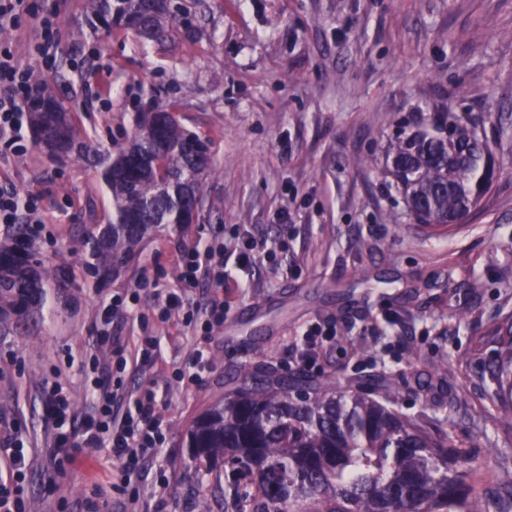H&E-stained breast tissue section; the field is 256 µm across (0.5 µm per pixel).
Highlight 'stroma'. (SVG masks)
Wrapping results in <instances>:
<instances>
[{"label": "stroma", "instance_id": "35a3bbf8", "mask_svg": "<svg viewBox=\"0 0 512 512\" xmlns=\"http://www.w3.org/2000/svg\"><path fill=\"white\" fill-rule=\"evenodd\" d=\"M32 3L34 15L7 30L14 61L81 115L99 153L125 142L135 113L159 106L206 142L212 173L184 232L145 240L100 287L48 289L40 317L0 327V430L31 452L30 512H82L93 499L103 512H224V479L202 482L184 430L229 372L264 354L282 372L335 374L342 391L442 364L443 389L400 387L393 408L431 418L485 468L512 455V418L493 394L512 357V0H178L158 42L92 32L87 0ZM39 12L60 27L47 63L31 52ZM440 109L482 120L501 173L466 223L434 235L405 216L379 161L397 120ZM0 188L40 198L33 245L55 265L81 261L86 230L109 209L96 168L57 161L31 139L20 152L0 146ZM239 231L269 251L241 274L209 338L180 315L160 318L155 299L136 309L163 353L149 370L127 368L122 389L154 383L167 424L159 462L121 495L105 449L56 472L45 385L90 414L84 362L110 358L98 336L132 341L133 316L104 323V305L145 274L174 285L180 250ZM201 342L210 366L199 381L176 378Z\"/></svg>", "mask_w": 512, "mask_h": 512}]
</instances>
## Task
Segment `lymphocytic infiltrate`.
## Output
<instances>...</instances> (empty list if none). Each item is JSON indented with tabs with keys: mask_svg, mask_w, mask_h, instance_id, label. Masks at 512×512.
<instances>
[{
	"mask_svg": "<svg viewBox=\"0 0 512 512\" xmlns=\"http://www.w3.org/2000/svg\"><path fill=\"white\" fill-rule=\"evenodd\" d=\"M32 90L30 76L13 62L7 48L0 47V142L16 146L23 140L26 121L24 103ZM180 268L178 288L169 291L162 315L172 310L184 314L187 325L211 333L224 323V292L230 275L223 261L202 257L194 248L182 249L177 256ZM207 279L213 288L203 308L191 307L184 296L196 288L200 279ZM134 347H127L120 338L104 334L111 358L107 365L91 361L93 375L90 396L93 410L85 418H77L69 393L59 385L44 389V417L55 431L57 456L74 464L87 448H105L116 463L120 483L140 477L148 461L158 458L167 443V431L158 411V394L153 383L140 385L133 399H125L114 389L111 379L124 373L128 366L142 368L152 365L161 354L162 344L153 336L146 322H139ZM0 456L9 460L7 476H0V512H26L24 491L31 475L30 455L12 435H0Z\"/></svg>",
	"mask_w": 512,
	"mask_h": 512,
	"instance_id": "f902f5d3",
	"label": "lymphocytic infiltrate"
}]
</instances>
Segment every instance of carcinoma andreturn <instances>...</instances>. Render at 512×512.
<instances>
[{
  "instance_id": "cac0c4a2",
  "label": "carcinoma",
  "mask_w": 512,
  "mask_h": 512,
  "mask_svg": "<svg viewBox=\"0 0 512 512\" xmlns=\"http://www.w3.org/2000/svg\"><path fill=\"white\" fill-rule=\"evenodd\" d=\"M94 29L163 39L155 0H89ZM30 113L34 141L50 157H76L102 168L112 217L87 232L79 269L50 266L15 224L0 238V324L26 320L47 289L103 277L142 241L193 223L211 158L174 113L162 124L139 112L131 139L101 156L81 139L75 116L52 98ZM168 153L155 169L143 163ZM499 173L485 135L457 112L405 118L383 168L407 216L434 231L463 223L490 193ZM188 457L208 475L230 470L224 512H512V476L473 464L463 442L422 418L388 408L366 391L336 393L332 379L291 377L260 361L240 367L186 430Z\"/></svg>"
}]
</instances>
